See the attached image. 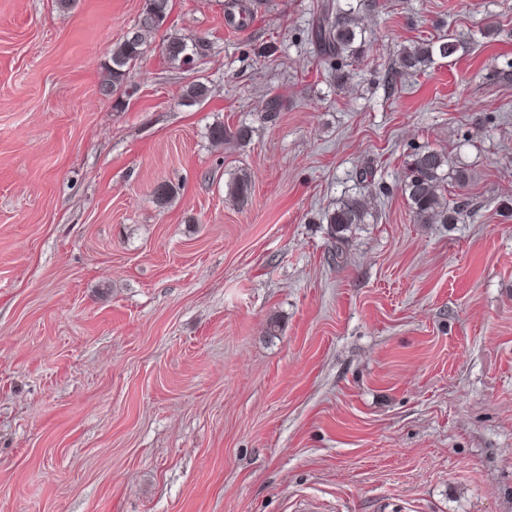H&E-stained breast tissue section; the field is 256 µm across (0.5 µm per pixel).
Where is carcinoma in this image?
Wrapping results in <instances>:
<instances>
[{
	"mask_svg": "<svg viewBox=\"0 0 512 512\" xmlns=\"http://www.w3.org/2000/svg\"><path fill=\"white\" fill-rule=\"evenodd\" d=\"M171 10V0H145L143 11L133 25L135 35L123 36L102 65L103 94L116 97L119 103L123 97L130 95V70L141 61L153 39L163 29ZM311 41L317 46L321 57L327 60L337 58L347 63L358 60L366 46L364 32L355 23L354 10H345L338 4L323 5L317 23L311 29ZM207 45L208 42L201 38L174 37L163 44L162 52L169 62L185 66L201 56ZM463 48V40L453 35L435 41L416 42L398 54L394 72L403 74L422 71L433 64L435 59L450 58ZM208 94L209 87L196 81L187 86L184 99L196 104L207 98ZM246 136V130L233 132L222 123L210 127L209 131V138L216 146ZM450 179L462 186L469 180V176L465 170L454 166L446 151L425 147L409 156L400 190L417 223L456 224L461 221L463 209L459 205H450L446 196ZM251 190L252 181L245 172L235 174L228 185V194L236 201L247 199ZM368 217L369 210L358 199L346 198L338 201L333 209L324 212L323 220L331 225L333 232L340 238L352 225L367 223Z\"/></svg>",
	"mask_w": 512,
	"mask_h": 512,
	"instance_id": "obj_1",
	"label": "carcinoma"
}]
</instances>
